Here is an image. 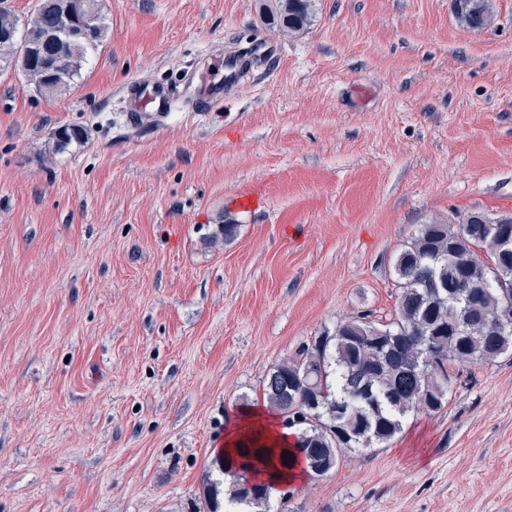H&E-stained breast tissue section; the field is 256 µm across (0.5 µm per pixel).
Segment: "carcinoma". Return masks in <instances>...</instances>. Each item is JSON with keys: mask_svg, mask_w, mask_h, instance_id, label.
<instances>
[{"mask_svg": "<svg viewBox=\"0 0 512 512\" xmlns=\"http://www.w3.org/2000/svg\"><path fill=\"white\" fill-rule=\"evenodd\" d=\"M314 0H266L272 21L291 33L304 30ZM73 0H39L18 34V19L0 6V60L33 46L61 61L49 80L34 63L25 70L41 95L66 90L81 73L89 50L105 37L97 21L91 38L55 35L58 18ZM459 22L484 28L494 16L493 0H456ZM81 127L55 135L54 149L82 142ZM488 215L467 214L460 224H423L394 263L398 305L395 315L378 322L362 314L324 332L297 357L277 365L264 379L269 407L296 429L293 458L305 472L325 476L342 454L384 444L398 434L410 411L437 412L448 400L450 372L477 361L512 354V244L498 246ZM241 457L258 469L278 462L272 448H244ZM272 512L263 492L244 493L235 485L228 506Z\"/></svg>", "mask_w": 512, "mask_h": 512, "instance_id": "1", "label": "carcinoma"}]
</instances>
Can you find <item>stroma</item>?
Segmentation results:
<instances>
[{
	"mask_svg": "<svg viewBox=\"0 0 512 512\" xmlns=\"http://www.w3.org/2000/svg\"><path fill=\"white\" fill-rule=\"evenodd\" d=\"M98 0L107 35L55 98L0 68V512H207L213 451L268 373L397 307L423 224L512 215V0ZM259 47L196 109L211 57ZM172 84L131 124L125 86ZM83 143L54 151L62 127ZM262 188L265 206L227 208ZM236 227L233 237L222 228ZM276 512H512V356L461 368L440 411L282 486ZM272 23H277L288 32L296 33L304 30L313 15L314 0H267ZM456 15L459 22L472 29L484 28L494 16L492 0H456Z\"/></svg>",
	"mask_w": 512,
	"mask_h": 512,
	"instance_id": "obj_1",
	"label": "stroma"
}]
</instances>
